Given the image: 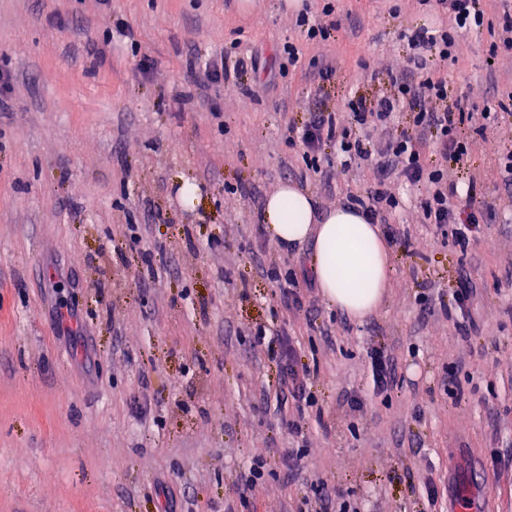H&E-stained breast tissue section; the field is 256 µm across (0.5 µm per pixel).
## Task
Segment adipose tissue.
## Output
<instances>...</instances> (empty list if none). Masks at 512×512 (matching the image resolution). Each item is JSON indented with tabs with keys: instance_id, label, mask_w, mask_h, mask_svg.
Returning <instances> with one entry per match:
<instances>
[{
	"instance_id": "ef3b65f1",
	"label": "adipose tissue",
	"mask_w": 512,
	"mask_h": 512,
	"mask_svg": "<svg viewBox=\"0 0 512 512\" xmlns=\"http://www.w3.org/2000/svg\"><path fill=\"white\" fill-rule=\"evenodd\" d=\"M261 218L282 245L312 242L310 271L338 311L361 321L381 304L391 286V256L379 226L356 207L317 212L310 193L285 181L267 196Z\"/></svg>"
}]
</instances>
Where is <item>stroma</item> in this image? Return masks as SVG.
Segmentation results:
<instances>
[{
  "label": "stroma",
  "mask_w": 512,
  "mask_h": 512,
  "mask_svg": "<svg viewBox=\"0 0 512 512\" xmlns=\"http://www.w3.org/2000/svg\"><path fill=\"white\" fill-rule=\"evenodd\" d=\"M328 1L325 43L304 40L283 0L246 13L240 0H0V512H313L319 486L360 512H452L467 495L512 512V194L498 178L512 113L464 163L428 156L458 194L477 185L467 251L451 225L425 223L423 189L385 181L402 238L364 322L306 277L310 244L284 249L259 222L281 182L325 212L380 180L375 158L333 147L308 168L285 120L331 112L373 144L412 132L410 111L387 130L355 125L349 104L389 92L417 57L447 75L450 97L496 108L512 95V53L485 29L445 61L416 47L415 31L444 22L423 0H306L309 17ZM106 42L96 65L86 49ZM288 42L333 77L281 76ZM253 52L260 69L238 72ZM209 58L224 82L209 83ZM274 265L295 272L301 305L282 307ZM464 274L477 286L467 335L450 310ZM283 329L320 410L297 435L274 411L278 360L254 343ZM375 350L395 367L385 393ZM257 458L267 472L247 493ZM370 358L373 388L380 393L387 392L396 383L395 370L392 364L378 353L372 354Z\"/></svg>",
  "instance_id": "35a3bbf8"
}]
</instances>
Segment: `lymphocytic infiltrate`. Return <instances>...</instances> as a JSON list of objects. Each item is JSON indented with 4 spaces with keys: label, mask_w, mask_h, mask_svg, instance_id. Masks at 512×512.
Segmentation results:
<instances>
[{
    "label": "lymphocytic infiltrate",
    "mask_w": 512,
    "mask_h": 512,
    "mask_svg": "<svg viewBox=\"0 0 512 512\" xmlns=\"http://www.w3.org/2000/svg\"><path fill=\"white\" fill-rule=\"evenodd\" d=\"M438 8L448 13L447 27L418 31L417 42L434 47L441 60L452 57L460 34L484 24L487 10L503 13L498 40L503 49L512 50V0H435ZM392 93L352 106L355 122L390 127L396 112L411 109L414 131L410 134L388 136L375 150H368L362 140L350 139L346 131L338 130L332 113H311L309 121L301 127H290L289 132L299 141L310 161H318L325 146L334 144L351 156L360 158L375 155L377 165L384 173H395L414 186H425L422 203L424 220L429 224H451L460 248H467L472 227L460 223L456 208L448 202V181L442 171L429 168L426 158L431 150L447 158L462 161L468 156L472 143L463 136L462 126L472 124L482 131L490 111H475L462 99H450L448 82L437 72H409L392 76ZM278 354L283 365L279 415L289 430H297L298 415L304 414L312 404L307 387L310 369L300 361V345L295 337L281 335Z\"/></svg>",
    "instance_id": "1"
}]
</instances>
